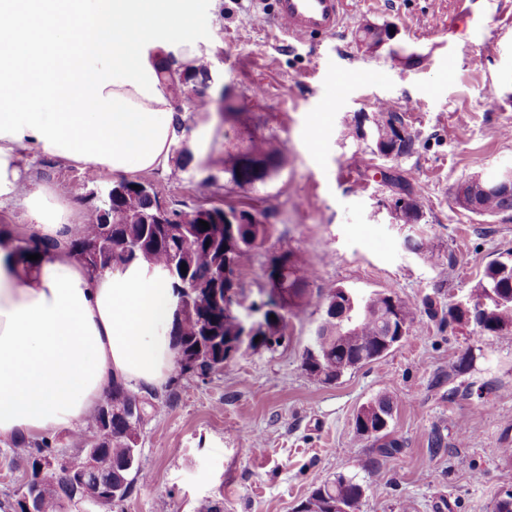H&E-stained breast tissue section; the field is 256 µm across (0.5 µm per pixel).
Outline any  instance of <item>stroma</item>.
I'll return each mask as SVG.
<instances>
[{"instance_id":"stroma-1","label":"stroma","mask_w":512,"mask_h":512,"mask_svg":"<svg viewBox=\"0 0 512 512\" xmlns=\"http://www.w3.org/2000/svg\"><path fill=\"white\" fill-rule=\"evenodd\" d=\"M174 4L197 25L192 59L168 28L156 39L178 71L203 63L212 79L184 82L172 99L174 148L189 150L187 166L137 180L174 212H268L273 233L240 270L246 301L261 300L265 270L282 253L316 275L288 321V343L152 394L143 476L100 512H294L340 475L363 490L356 512H494L512 490V334L477 335L446 316L489 261L512 251V212L481 217L452 202L458 182L512 167V0H353L340 34L303 41L258 23L256 0ZM367 24L393 27L395 45L417 48L426 61L362 52L355 33ZM228 98L239 110L232 120ZM381 101L406 111L413 154L376 155L364 117ZM254 126L276 138L282 163L245 193L228 185L224 158L249 147ZM19 165L21 191L52 185L80 214L119 181L46 151H21ZM392 168L421 207L415 223L392 212L394 190L382 178ZM410 239L426 253L408 249ZM334 285L395 292L416 307V326L387 355L323 384L304 371L302 352L323 314L320 296ZM385 393L388 436L400 444L388 458L355 428L361 407ZM28 451L0 444V501L16 499Z\"/></svg>"}]
</instances>
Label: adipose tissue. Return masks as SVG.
<instances>
[{
	"mask_svg": "<svg viewBox=\"0 0 512 512\" xmlns=\"http://www.w3.org/2000/svg\"><path fill=\"white\" fill-rule=\"evenodd\" d=\"M163 0H0V206L21 197L49 248L25 269L0 232V442L84 423L116 384L161 390L175 353L169 283L147 267L93 275L54 188L19 193L18 152L117 174L167 169L176 122L159 69Z\"/></svg>",
	"mask_w": 512,
	"mask_h": 512,
	"instance_id": "adipose-tissue-1",
	"label": "adipose tissue"
}]
</instances>
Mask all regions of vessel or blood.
Instances as JSON below:
<instances>
[{
  "instance_id": "vessel-or-blood-1",
  "label": "vessel or blood",
  "mask_w": 512,
  "mask_h": 512,
  "mask_svg": "<svg viewBox=\"0 0 512 512\" xmlns=\"http://www.w3.org/2000/svg\"><path fill=\"white\" fill-rule=\"evenodd\" d=\"M352 0H276L274 24L292 40L334 35L345 24Z\"/></svg>"
}]
</instances>
